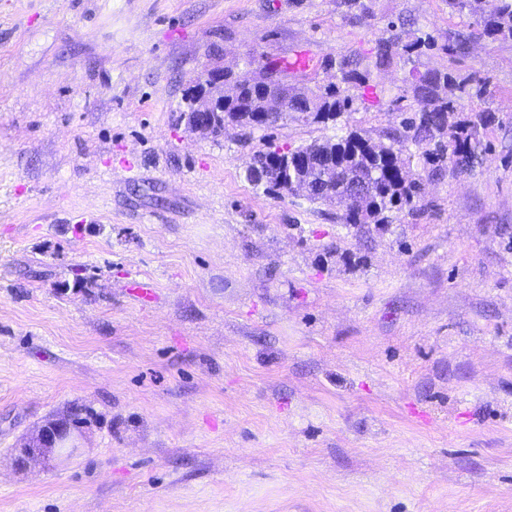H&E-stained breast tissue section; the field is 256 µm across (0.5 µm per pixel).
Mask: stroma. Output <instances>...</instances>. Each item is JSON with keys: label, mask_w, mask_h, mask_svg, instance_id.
<instances>
[{"label": "stroma", "mask_w": 512, "mask_h": 512, "mask_svg": "<svg viewBox=\"0 0 512 512\" xmlns=\"http://www.w3.org/2000/svg\"><path fill=\"white\" fill-rule=\"evenodd\" d=\"M471 31L448 0H0V512H512V40L441 52ZM394 32L491 120L386 225L246 168L385 140L403 64L334 122L188 128L207 70L306 54L313 89ZM51 422L78 453L17 467Z\"/></svg>", "instance_id": "35a3bbf8"}]
</instances>
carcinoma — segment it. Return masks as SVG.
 Returning a JSON list of instances; mask_svg holds the SVG:
<instances>
[{
    "label": "carcinoma",
    "instance_id": "cac0c4a2",
    "mask_svg": "<svg viewBox=\"0 0 512 512\" xmlns=\"http://www.w3.org/2000/svg\"><path fill=\"white\" fill-rule=\"evenodd\" d=\"M456 12L474 19L475 33L493 41L512 40V0H448ZM470 36H459L437 46L429 33H424L402 48L392 40L378 43L374 51L373 66L361 68L358 59H341L336 62V82L318 91H305L288 87V74L275 64H266L263 71L277 75L282 90L288 93V101L282 103L283 112L311 114L316 119H335L353 110L355 96L350 90H365L372 87L373 71H384L399 57L413 61L427 51L440 48L448 57L467 53ZM417 76L406 78L414 94L419 110L404 117L399 127L387 133L388 142H374L357 132H350L336 140L315 142L296 149L275 148L258 155L246 170V178L266 189L289 192L286 183L272 181L273 159L284 162L285 158L299 156L307 158V166L294 165L292 176L307 178L310 201L345 206L342 219L347 224L380 226L388 223L389 214L411 210L420 199L423 176L432 174L448 165L465 169L475 158L482 145L483 131L488 117L475 112L462 125L450 122L456 104L465 96L472 95L475 77L465 78L451 71L427 70L409 73ZM225 81L233 83V91L224 96V118L253 128H267L269 122L250 118L253 112L261 111L262 93L248 82V74L224 71ZM415 151H410L409 145ZM424 158L430 165L427 174H412L415 156ZM357 171L365 180L363 197L350 195L352 202L345 205L342 196L347 192L344 175Z\"/></svg>",
    "mask_w": 512,
    "mask_h": 512
}]
</instances>
